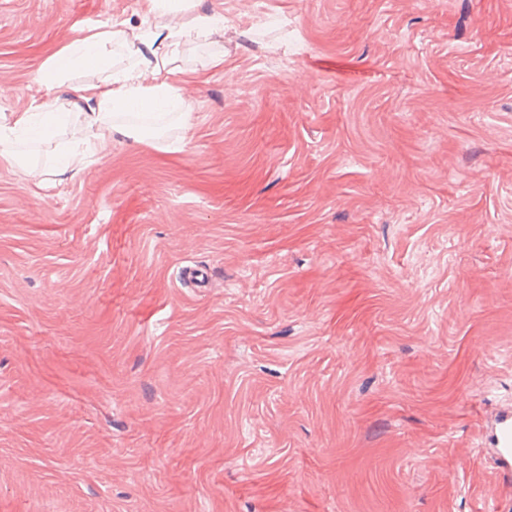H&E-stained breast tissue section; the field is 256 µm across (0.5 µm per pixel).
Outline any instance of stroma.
I'll use <instances>...</instances> for the list:
<instances>
[{
  "mask_svg": "<svg viewBox=\"0 0 512 512\" xmlns=\"http://www.w3.org/2000/svg\"><path fill=\"white\" fill-rule=\"evenodd\" d=\"M140 2L0 0V113ZM204 6L182 150L0 164V512H502L512 0ZM493 459L497 473L504 480H512V405L501 407L490 424Z\"/></svg>",
  "mask_w": 512,
  "mask_h": 512,
  "instance_id": "stroma-1",
  "label": "stroma"
}]
</instances>
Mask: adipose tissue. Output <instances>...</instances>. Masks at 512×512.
<instances>
[{
	"label": "adipose tissue",
	"instance_id": "1",
	"mask_svg": "<svg viewBox=\"0 0 512 512\" xmlns=\"http://www.w3.org/2000/svg\"><path fill=\"white\" fill-rule=\"evenodd\" d=\"M202 2L141 0L138 25H96L50 56L36 77L47 90L61 89L79 71L97 75L96 81L80 87V102L68 112L73 138L64 144L60 164L49 172L14 150L12 143L21 133L33 134L38 142L57 136L55 99L1 114L0 164L19 167L29 181L41 183L47 174L61 177L80 169L89 156L105 152L114 135L139 136V129L118 124V117L134 113L150 120L175 105L179 124L187 125L190 101L171 80L178 55L185 45L207 43L224 27L223 14L202 10Z\"/></svg>",
	"mask_w": 512,
	"mask_h": 512
}]
</instances>
